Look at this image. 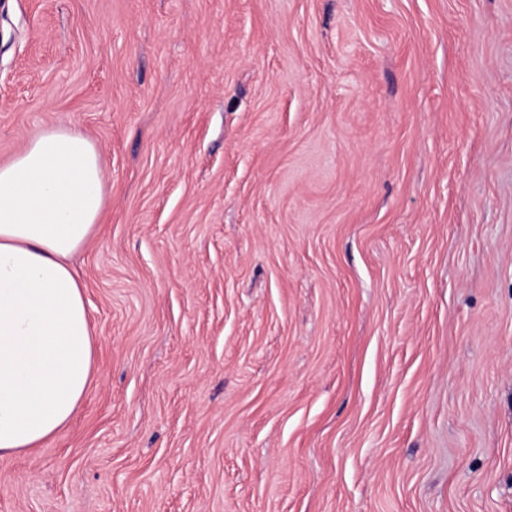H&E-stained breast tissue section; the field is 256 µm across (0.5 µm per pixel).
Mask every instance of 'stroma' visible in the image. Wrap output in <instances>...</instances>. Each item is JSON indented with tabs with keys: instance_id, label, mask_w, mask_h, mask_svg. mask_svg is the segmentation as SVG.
<instances>
[{
	"instance_id": "35a3bbf8",
	"label": "stroma",
	"mask_w": 512,
	"mask_h": 512,
	"mask_svg": "<svg viewBox=\"0 0 512 512\" xmlns=\"http://www.w3.org/2000/svg\"><path fill=\"white\" fill-rule=\"evenodd\" d=\"M51 125L93 377L0 512H512V0H0Z\"/></svg>"
}]
</instances>
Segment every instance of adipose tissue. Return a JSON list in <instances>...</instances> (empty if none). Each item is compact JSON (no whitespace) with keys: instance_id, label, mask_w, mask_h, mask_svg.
Masks as SVG:
<instances>
[{"instance_id":"obj_1","label":"adipose tissue","mask_w":512,"mask_h":512,"mask_svg":"<svg viewBox=\"0 0 512 512\" xmlns=\"http://www.w3.org/2000/svg\"><path fill=\"white\" fill-rule=\"evenodd\" d=\"M104 172L81 132L39 131L0 165V455L39 447L77 412L93 372L69 257L100 221Z\"/></svg>"}]
</instances>
